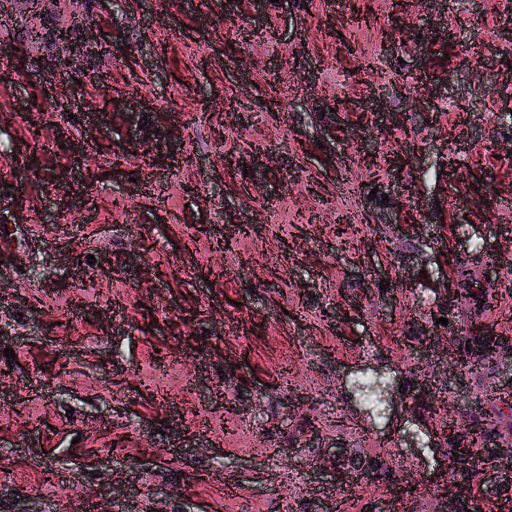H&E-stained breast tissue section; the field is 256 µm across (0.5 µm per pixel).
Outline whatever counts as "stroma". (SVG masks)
Here are the masks:
<instances>
[{"instance_id": "35a3bbf8", "label": "stroma", "mask_w": 512, "mask_h": 512, "mask_svg": "<svg viewBox=\"0 0 512 512\" xmlns=\"http://www.w3.org/2000/svg\"><path fill=\"white\" fill-rule=\"evenodd\" d=\"M369 2L266 0L249 40L252 0L0 12V512H458L470 419L433 405L502 385L447 350L512 335V249H474L512 238V35L504 0ZM92 22L120 51L47 101L27 28Z\"/></svg>"}]
</instances>
